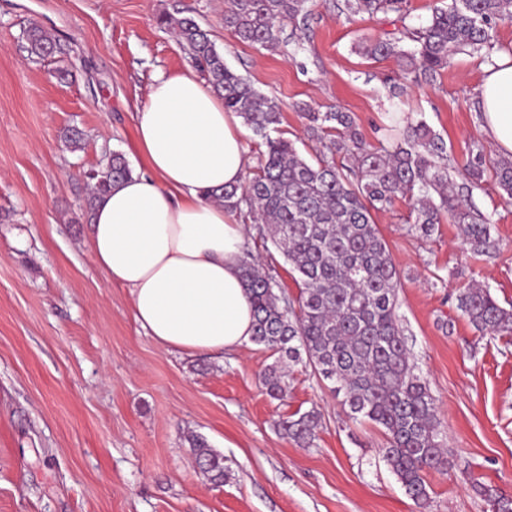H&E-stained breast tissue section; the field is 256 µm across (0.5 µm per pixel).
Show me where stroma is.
I'll return each instance as SVG.
<instances>
[{
    "label": "stroma",
    "mask_w": 512,
    "mask_h": 512,
    "mask_svg": "<svg viewBox=\"0 0 512 512\" xmlns=\"http://www.w3.org/2000/svg\"><path fill=\"white\" fill-rule=\"evenodd\" d=\"M447 2L351 16L344 0H312L304 26L286 25L265 50L225 31L224 0H0V512H492L476 481L512 496V339L476 331L456 300L481 284L512 305V202L492 176L477 187L456 180L492 220L490 257L467 252L447 220L428 239L409 231L405 201L374 215L400 272L407 344L446 432L448 472H426L423 509L384 462L382 432L348 419L310 366H291L287 394L273 400L261 383L269 351L190 355L157 343L84 245L88 172L115 152L145 172L136 125L148 88L192 66L164 15L194 18L232 69L280 100L281 129L307 160L320 146L306 137L304 105L351 113L370 146L384 141L388 114L418 113L455 167L477 143L499 159L478 104L483 57L456 53L433 85L393 98L397 63L354 50L419 27ZM33 23L59 43L54 58H29ZM59 68L72 79L59 80ZM70 128L82 131L79 146L66 142ZM235 220L296 293L257 224ZM313 408L322 414L313 445L283 438L279 421ZM196 436L223 455L224 485L197 468Z\"/></svg>",
    "instance_id": "stroma-1"
}]
</instances>
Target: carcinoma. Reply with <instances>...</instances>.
Masks as SVG:
<instances>
[{"instance_id": "obj_1", "label": "carcinoma", "mask_w": 512, "mask_h": 512, "mask_svg": "<svg viewBox=\"0 0 512 512\" xmlns=\"http://www.w3.org/2000/svg\"><path fill=\"white\" fill-rule=\"evenodd\" d=\"M403 0H345L352 16L401 9ZM310 0H228L224 30L240 43L273 49L288 24H298ZM512 22V0H450L436 7L427 23L409 32L414 46L400 38L365 41L358 51L370 58L396 60L405 80L431 84L447 69L452 55L470 49L492 61L494 34L501 21ZM182 47L235 113L262 139L253 177L242 186L224 187L209 199L236 213L247 208L266 226L267 236L288 262L298 295L290 297L252 259L243 276L254 308L251 341L275 356L262 375L266 394L281 399L288 390V363H305L342 397L354 420L379 427L386 442L383 460L424 509L429 494L424 473L448 471L446 435L435 399L416 373L397 314L401 284L373 212L409 203L407 223L423 237L432 236L443 218L457 224L463 245L474 254L491 256L496 249L491 219L472 209L456 190L448 168V150L439 134L422 119L406 118L389 127L388 145L366 146L354 118L338 109L314 112L302 107L306 133L318 140L322 156L310 162L296 142L278 135L282 108L255 90L247 78L225 62L210 33L191 18L166 16ZM26 51L45 59L59 52L56 40L38 24L26 30ZM492 172L500 195L512 200V160L491 164L482 151L469 161L471 183ZM133 175L125 157L114 152L106 166L89 174L93 190L86 203L91 213L97 199ZM457 307L478 331L512 336V308L501 306L489 290L465 289ZM321 413L313 408L280 421L283 436L305 447L313 445ZM198 466L215 484L224 483V456L206 439L191 444ZM489 499L493 512H512V496L474 485Z\"/></svg>"}]
</instances>
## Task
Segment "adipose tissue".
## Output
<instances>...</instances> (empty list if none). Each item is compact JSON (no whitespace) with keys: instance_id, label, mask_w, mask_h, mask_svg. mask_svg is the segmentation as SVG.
Instances as JSON below:
<instances>
[{"instance_id":"obj_1","label":"adipose tissue","mask_w":512,"mask_h":512,"mask_svg":"<svg viewBox=\"0 0 512 512\" xmlns=\"http://www.w3.org/2000/svg\"><path fill=\"white\" fill-rule=\"evenodd\" d=\"M480 99L487 133L512 155V58L486 69ZM247 136L194 70L158 74L137 123L147 170L92 211L86 245L96 266L128 290L135 321L164 346L194 355L251 341L245 227L205 198L244 184Z\"/></svg>"}]
</instances>
